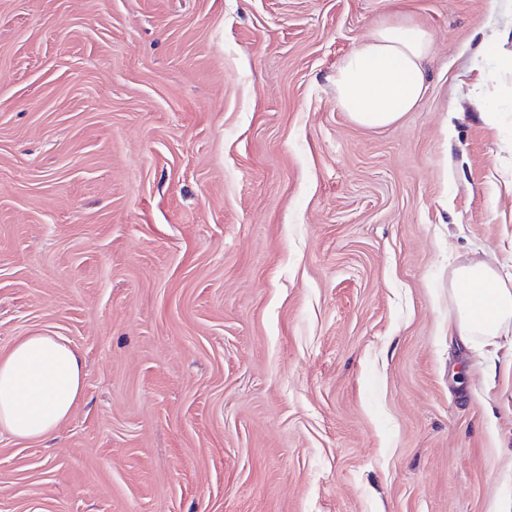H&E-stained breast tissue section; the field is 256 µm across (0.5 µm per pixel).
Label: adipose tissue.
Here are the masks:
<instances>
[{"mask_svg": "<svg viewBox=\"0 0 512 512\" xmlns=\"http://www.w3.org/2000/svg\"><path fill=\"white\" fill-rule=\"evenodd\" d=\"M433 54L430 30L410 15L376 25L343 59L333 77L336 102L356 124L395 123L424 95L425 63ZM457 317L451 335L512 349V276L471 262L451 274ZM83 365L62 337L30 334L0 357V434L45 441L71 416L82 395Z\"/></svg>", "mask_w": 512, "mask_h": 512, "instance_id": "obj_1", "label": "adipose tissue"}]
</instances>
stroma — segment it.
Wrapping results in <instances>:
<instances>
[{
	"label": "stroma",
	"instance_id": "obj_1",
	"mask_svg": "<svg viewBox=\"0 0 512 512\" xmlns=\"http://www.w3.org/2000/svg\"><path fill=\"white\" fill-rule=\"evenodd\" d=\"M398 11L428 90L365 128L332 78ZM511 56L512 0H0V355L83 362L0 512L511 498L512 354L448 337L453 268L512 273Z\"/></svg>",
	"mask_w": 512,
	"mask_h": 512
}]
</instances>
